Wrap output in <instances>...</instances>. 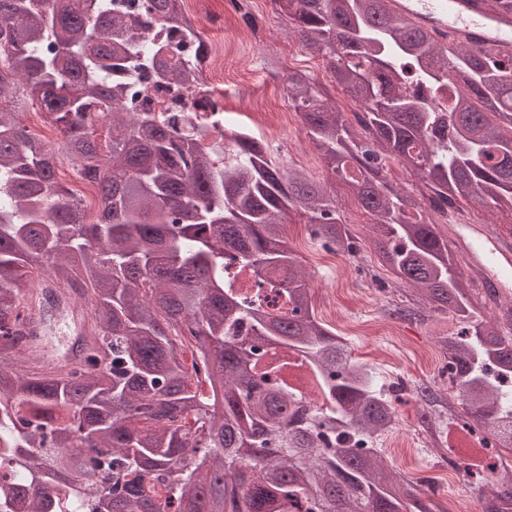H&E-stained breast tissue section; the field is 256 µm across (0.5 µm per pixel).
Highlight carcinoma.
Segmentation results:
<instances>
[{
    "instance_id": "obj_1",
    "label": "carcinoma",
    "mask_w": 512,
    "mask_h": 512,
    "mask_svg": "<svg viewBox=\"0 0 512 512\" xmlns=\"http://www.w3.org/2000/svg\"><path fill=\"white\" fill-rule=\"evenodd\" d=\"M289 34L321 56L335 86L363 109L352 125L301 71L288 99L331 174L373 216L368 236L417 304L456 316L438 337L461 407L428 383L420 416L453 414L512 449V306L475 316L435 217L461 198L512 209V69L468 47H443L386 0H274ZM177 0H0V512H434L413 481L371 445L391 428L399 384H387L315 320L283 216L305 215L336 253L356 245L327 190L240 128L204 144L175 117L140 110L136 86L194 93L172 45L136 28L173 18ZM37 102L61 145L29 134ZM112 127V143L98 140ZM77 165L99 202L90 215L61 185ZM391 159L419 182L393 190ZM91 310L92 354L79 371L15 365L29 269ZM240 265L280 279L288 309L224 281ZM193 359L187 361L186 349ZM295 353L329 406L263 364ZM222 409L213 422L216 394ZM483 512H512V465L482 486Z\"/></svg>"
}]
</instances>
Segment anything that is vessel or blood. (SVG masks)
Segmentation results:
<instances>
[{
	"label": "vessel or blood",
	"instance_id": "b4317fda",
	"mask_svg": "<svg viewBox=\"0 0 512 512\" xmlns=\"http://www.w3.org/2000/svg\"><path fill=\"white\" fill-rule=\"evenodd\" d=\"M389 8L431 29L440 43H464L495 58L512 57V17H490L483 0H388ZM448 234L469 266L483 273L484 286L499 294L512 293V243L484 224L463 220L449 225ZM28 325L33 338L26 358L37 369H65L86 352L83 337H75L64 353L47 342L36 320Z\"/></svg>",
	"mask_w": 512,
	"mask_h": 512
}]
</instances>
